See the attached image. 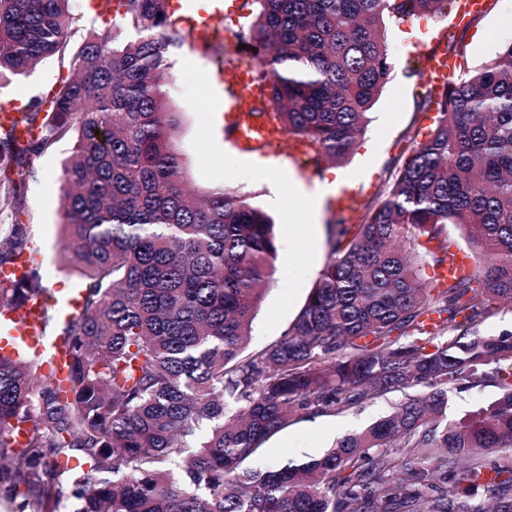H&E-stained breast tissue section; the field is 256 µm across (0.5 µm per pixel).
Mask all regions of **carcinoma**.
I'll return each instance as SVG.
<instances>
[{
	"instance_id": "cac0c4a2",
	"label": "carcinoma",
	"mask_w": 512,
	"mask_h": 512,
	"mask_svg": "<svg viewBox=\"0 0 512 512\" xmlns=\"http://www.w3.org/2000/svg\"><path fill=\"white\" fill-rule=\"evenodd\" d=\"M69 0H0V78L49 57L70 75L0 130L19 179L75 136L62 168L61 224L81 271L80 304L43 312L71 371L62 383L29 356L0 357L4 512H463L461 485L494 476L491 512H512V332L473 331L512 303V41L459 70L421 110L426 138L360 222L329 227L330 262L272 347L244 345L277 254L273 221L224 190L186 186L171 145L166 80L182 29L168 0H118L66 56ZM239 33L270 108L306 138L320 174L357 150L391 73L386 24L455 12L457 0H253ZM456 224L483 262L444 288L420 272L448 259ZM0 311L48 291L20 224L0 230ZM500 388L448 422V389ZM428 388L319 458L254 471L246 460L304 410L338 415L392 389ZM24 430V441L11 439Z\"/></svg>"
}]
</instances>
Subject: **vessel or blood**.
Here are the masks:
<instances>
[{
    "label": "vessel or blood",
    "mask_w": 512,
    "mask_h": 512,
    "mask_svg": "<svg viewBox=\"0 0 512 512\" xmlns=\"http://www.w3.org/2000/svg\"><path fill=\"white\" fill-rule=\"evenodd\" d=\"M240 0H170L169 9L187 31L192 44L207 47L219 35L225 15L238 12ZM456 63L445 55H433L424 76L432 90L444 87L455 73ZM219 79L230 90L231 112L228 116L226 134L241 153L269 156L273 145L284 143L288 155L293 159H304L311 154L307 139L288 133L268 105L269 90L255 73L249 56L225 66ZM471 269V260L463 252H455L450 263L434 268L431 280L434 287L447 284L448 280L466 274ZM60 304L61 308L74 306V299L57 300L54 293L34 296L15 309L0 314V356H12L25 351L39 360L42 369L56 379H65L69 372V361L58 338L45 335L43 325L36 319L39 311L47 305Z\"/></svg>",
    "instance_id": "vessel-or-blood-1"
}]
</instances>
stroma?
<instances>
[{"label":"stroma","instance_id":"stroma-1","mask_svg":"<svg viewBox=\"0 0 512 512\" xmlns=\"http://www.w3.org/2000/svg\"><path fill=\"white\" fill-rule=\"evenodd\" d=\"M387 41L390 47L392 71L374 107L368 136L379 135L381 110L396 88L404 90V108L399 121L384 137V156L377 170L359 186L357 213H364L366 206L380 202L381 191L387 190L396 162L407 158L414 145V132L424 130L426 115L419 107L420 96L426 86L420 76L425 68L424 52H444L449 40L461 43V59L467 68H475L491 60L498 51L512 41V0H487L483 14L469 27H451L447 18L428 16L402 24L388 23ZM68 70L59 59L40 63L24 78H17L0 87V101L18 99L22 90L33 89L35 97L42 95ZM185 84L179 68H172L166 92L171 108L178 112L180 122L172 133L173 143L188 171V184L200 194L218 189L237 193L271 211L267 182L250 181L244 178L208 180L202 177L197 156L191 141L197 130V118L184 99ZM73 143L63 139L42 153L32 164V171L18 187V212L0 210V226L23 225L29 240L41 250L40 274L44 284L63 297L76 288L81 281L78 270L63 262L62 244L65 229L60 222V176L64 160L70 155ZM330 258L329 245H322L316 263L312 265L302 284L299 296L289 313L270 333H262L261 327L268 310L285 285L284 260L276 258L272 282L259 302L257 317L253 324L246 349L254 352L269 348L282 339L295 322L307 301L321 271ZM423 387L411 391L393 389L377 396L365 404L346 413L311 416L300 413L291 418L286 428L272 436L263 445L260 453L250 457L248 468L268 470L288 463H300L323 455L335 442L349 434L361 431L371 423L389 414L408 395L423 394Z\"/></svg>","mask_w":512,"mask_h":512}]
</instances>
